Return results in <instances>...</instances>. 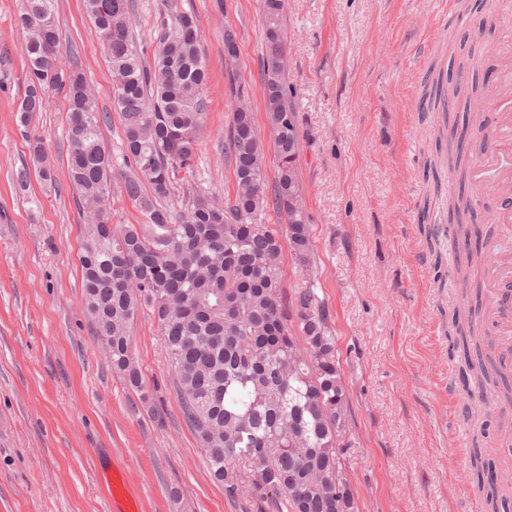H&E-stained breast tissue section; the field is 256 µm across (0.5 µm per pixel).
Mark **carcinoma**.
<instances>
[{"label":"carcinoma","mask_w":512,"mask_h":512,"mask_svg":"<svg viewBox=\"0 0 512 512\" xmlns=\"http://www.w3.org/2000/svg\"><path fill=\"white\" fill-rule=\"evenodd\" d=\"M264 19L260 76L267 132L261 135L237 81L236 35L224 31V68L233 110L224 130L233 160V191L220 198L194 188L195 159L207 119L203 90L208 65L191 11L162 13L152 57L133 31L135 0H83L110 65L123 121L122 192L135 203L139 224H113L116 164L101 141L109 115L75 57L61 54L56 0H22L15 17L25 49L26 86L16 108L33 167L15 174L22 191L30 169L56 183L43 138L29 132L34 116L61 94L66 103L68 179L82 212L80 256L84 308L93 335L107 336L112 372L148 399L131 352L139 311H152L163 340L184 423L205 454L212 479L247 512H359L346 478L342 440L352 422L329 312L315 282L311 224L299 180L301 131L288 85V48L281 21L285 0H261ZM461 81L432 80L422 99L442 106L448 141L465 144L449 122ZM277 176L265 181L268 158ZM459 183L470 181L467 151L456 159ZM183 192L174 211L165 201ZM285 223H266L268 210ZM475 198H448V230L457 242L478 236ZM304 276L292 295L281 278L282 238ZM483 247L457 263L460 288L451 325L464 385L512 402V377L496 361L495 346L478 320ZM485 428L469 452L474 488L485 512H512L509 485L498 480L486 450Z\"/></svg>","instance_id":"1"}]
</instances>
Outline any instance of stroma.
Segmentation results:
<instances>
[{"label": "stroma", "mask_w": 512, "mask_h": 512, "mask_svg": "<svg viewBox=\"0 0 512 512\" xmlns=\"http://www.w3.org/2000/svg\"><path fill=\"white\" fill-rule=\"evenodd\" d=\"M20 0H0V512H105L98 470L139 484L146 512H244L207 470L185 426L149 309L131 350L147 401L104 359L83 311L78 263L83 219L68 188L61 101L34 125L57 184L32 179L27 202L14 173L28 163L15 121L24 92ZM195 13L210 78L207 129L195 162L199 191L228 192L224 157L232 110L224 30L237 34L238 82L266 130L259 55L261 0H170ZM61 45L92 84L106 148L120 155L122 123L112 76L82 0H59ZM512 15V0H471L460 24L444 0H285L288 82L302 135L299 177L312 225L317 292L329 311L353 413L347 478L360 512H483L468 470L475 426L502 424L508 405L466 419L454 412L451 323L456 266L448 198L459 183L440 151L438 112L419 108L429 70L456 75L449 45L479 54L492 84L512 28L480 33L485 12Z\"/></svg>", "instance_id": "obj_1"}]
</instances>
